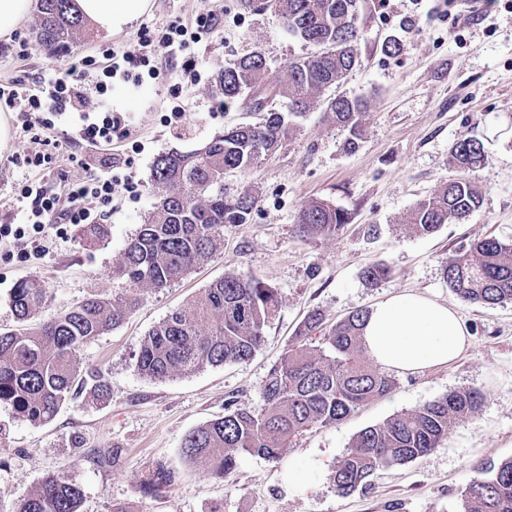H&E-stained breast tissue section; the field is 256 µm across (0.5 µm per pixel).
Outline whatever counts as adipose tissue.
Wrapping results in <instances>:
<instances>
[{
  "mask_svg": "<svg viewBox=\"0 0 512 512\" xmlns=\"http://www.w3.org/2000/svg\"><path fill=\"white\" fill-rule=\"evenodd\" d=\"M96 27L120 32L150 0H76ZM368 355L384 369L418 373L456 360L469 342L456 310L419 294L402 293L376 303L363 329Z\"/></svg>",
  "mask_w": 512,
  "mask_h": 512,
  "instance_id": "1",
  "label": "adipose tissue"
}]
</instances>
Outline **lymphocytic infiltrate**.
<instances>
[{
	"label": "lymphocytic infiltrate",
	"instance_id": "f902f5d3",
	"mask_svg": "<svg viewBox=\"0 0 512 512\" xmlns=\"http://www.w3.org/2000/svg\"><path fill=\"white\" fill-rule=\"evenodd\" d=\"M215 13L197 16L191 25L175 23L161 37L142 30L133 49L123 53L108 52L111 65L100 70L95 57L82 58L77 64L54 69L32 86L15 83L0 87V106L15 112H50L61 116L77 113L75 139L86 148L96 150L111 145L112 136L126 132L129 119L124 113L92 103L91 93L105 94L108 83L116 75L132 79V67L149 65L164 57L174 61L173 76L178 85L195 84L202 76L204 64L183 56L188 42L200 41L219 24ZM99 72L95 86H88L92 72ZM115 182L111 171L97 170L84 179L63 185L26 179L17 201L19 206L11 223L0 224V241L13 246L24 255L44 252L50 228L58 224H91L98 217L97 208L112 201Z\"/></svg>",
	"mask_w": 512,
	"mask_h": 512
}]
</instances>
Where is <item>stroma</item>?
<instances>
[{"instance_id": "stroma-1", "label": "stroma", "mask_w": 512, "mask_h": 512, "mask_svg": "<svg viewBox=\"0 0 512 512\" xmlns=\"http://www.w3.org/2000/svg\"><path fill=\"white\" fill-rule=\"evenodd\" d=\"M151 2L121 32L92 28L58 55L35 44L27 21L10 39H0V85L31 83L103 49L123 51L142 29L159 35L176 21L188 24L210 11L223 16L217 29L186 49L209 63L195 85L175 90L165 59L155 62L157 78L146 76L138 84L113 78L104 100L113 111L128 113L131 126L129 135L113 137L95 153L97 164L113 166L123 181L103 208L104 234L90 241L81 227L66 224L50 233L44 253L27 258L0 244L2 330L17 326L12 293L25 280L49 290L35 315L40 323L84 298L127 293L114 270L152 208L155 158L196 148L224 127L258 119L238 105L211 111L215 73L258 49L275 77L293 59L314 52L288 33L277 14L244 11L239 0ZM359 15L358 63L336 89L370 100L358 148L344 149L345 132L318 104L277 153L248 172L225 173L228 192L245 188L257 201L248 223L226 225L211 257L167 288L138 291L135 311L120 326L80 347L83 368L104 374L108 396L99 398L83 386L45 424L0 405V512H12L51 475L83 489L82 512H111L116 504L128 512H458L460 494L480 468L512 457V303L492 309L461 303L442 277L443 261L475 239L512 240V0H359ZM392 37L403 44L400 54L383 51ZM174 93L188 116L179 128L160 109ZM0 121L7 127L0 140V220L14 215L25 178L12 156L47 155L42 174L48 181L86 176L83 150L67 145L66 119L29 128L22 114L4 110ZM469 137L485 147L475 173L485 192L483 207L434 233H417L404 224V215L457 176L449 150ZM312 201L342 209L347 224L333 234L303 235L297 215ZM373 263L390 270L376 284L362 276ZM229 273L278 291V312L253 357L165 380L138 374L135 361L148 332ZM403 292L456 306L470 334L456 361L397 375L389 395L334 425L309 428L278 458L239 454L228 477L186 463V435L223 416L229 397L260 404L270 370L309 312L320 311L332 323ZM460 388L479 389L482 407L451 425L438 448L378 471L348 496L336 494L328 475L360 430ZM161 464L175 472L174 483L157 496L138 493L137 483Z\"/></svg>"}]
</instances>
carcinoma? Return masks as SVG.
Instances as JSON below:
<instances>
[{
    "label": "carcinoma",
    "instance_id": "carcinoma-1",
    "mask_svg": "<svg viewBox=\"0 0 512 512\" xmlns=\"http://www.w3.org/2000/svg\"><path fill=\"white\" fill-rule=\"evenodd\" d=\"M240 5L277 13L289 33L317 51L290 62L274 81L260 51L218 71L215 89L224 98V107L243 101L261 119L235 125L196 149L156 158L151 173V184L158 189L156 202L127 242L116 269L131 290L167 287L213 254L224 237V225L246 223L256 199L246 189L224 194V173H244L282 148L295 129L293 119L310 110L357 64V0H240ZM86 27L74 0H37L33 35L47 53L67 51ZM367 110L368 102L359 97L336 96L324 102L327 117L347 132L350 149L361 140ZM451 156L463 175L410 211L407 223L420 233L465 218L483 205V192L472 178L484 161L483 143L459 140L452 145ZM346 221L343 210L322 201L303 206L297 218L307 235L333 234ZM443 278L466 304L493 308L512 303V240H475L469 249L448 257ZM47 300V289L38 283H19L12 307L23 328L0 332V403L35 424L52 420L71 399L73 388L89 379L97 395L107 393L101 373L81 376L77 351L91 338L119 326L136 303L132 294L91 297L28 327L33 312ZM278 305L277 291L269 284L226 275L154 327L141 345L135 369L144 377L163 380L247 361L261 345ZM368 316L369 310H356L327 325L323 314L310 313L299 335L308 339L320 329V345L289 349L270 371L259 405L240 404L232 397L224 416L190 432L182 446L186 462L224 478L235 469L239 453L276 458L310 427L334 425L366 402L390 394L395 378L369 367L362 358L361 330ZM482 401L480 391L462 388L362 429L331 470L336 493L348 495L377 471L411 462L438 447L448 427L471 418ZM173 480V471L160 465L143 480L141 490L156 495ZM83 498L80 486L52 475L15 512H80ZM459 512H512V458L470 481L461 493Z\"/></svg>",
    "mask_w": 512,
    "mask_h": 512
}]
</instances>
